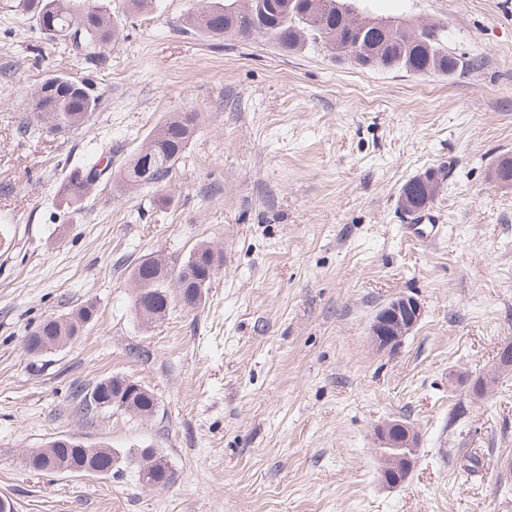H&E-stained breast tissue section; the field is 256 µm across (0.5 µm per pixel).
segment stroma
Segmentation results:
<instances>
[{"mask_svg":"<svg viewBox=\"0 0 512 512\" xmlns=\"http://www.w3.org/2000/svg\"><path fill=\"white\" fill-rule=\"evenodd\" d=\"M105 2L127 23L93 67L0 0V496L16 512H512V373L479 403L468 390L512 342V187L492 177L512 157V0H357L439 26L471 64L460 77L192 35L198 0L134 15ZM61 72L89 74L100 109L73 132L26 131L36 86ZM189 111L199 126L164 189L107 175L79 212L59 206L71 170L120 168ZM429 168L446 172L438 198L402 217L403 184ZM408 222L444 230L420 242ZM203 241L222 264L201 304L173 288L166 316L142 323L134 266L183 263ZM402 294L422 318L376 352L370 326ZM88 300L97 316L75 345L27 354L33 327ZM112 375L151 390L154 416L76 413L74 391ZM403 416L421 442L387 490L372 430ZM58 436L161 449L174 481L145 487L133 464L25 467Z\"/></svg>","mask_w":512,"mask_h":512,"instance_id":"35a3bbf8","label":"stroma"}]
</instances>
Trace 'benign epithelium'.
I'll use <instances>...</instances> for the list:
<instances>
[{
    "label": "benign epithelium",
    "mask_w": 512,
    "mask_h": 512,
    "mask_svg": "<svg viewBox=\"0 0 512 512\" xmlns=\"http://www.w3.org/2000/svg\"><path fill=\"white\" fill-rule=\"evenodd\" d=\"M410 185L419 190L415 199L418 210L430 207L441 191L437 170L429 169L414 176ZM422 317L421 303L413 296L401 295L390 300L376 315L370 326L373 347L380 352L392 353L406 336L417 327ZM374 447L379 461V480L383 487L393 489L408 479L415 464V449L420 447L421 436L411 424L396 419L379 422L373 430ZM145 483L150 474L163 467V457L156 448L143 452Z\"/></svg>",
    "instance_id": "1"
}]
</instances>
